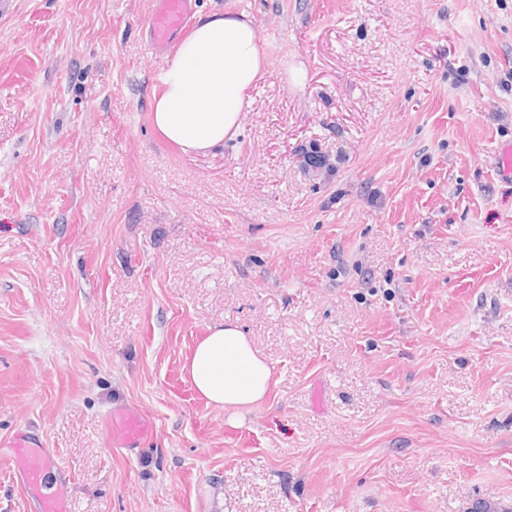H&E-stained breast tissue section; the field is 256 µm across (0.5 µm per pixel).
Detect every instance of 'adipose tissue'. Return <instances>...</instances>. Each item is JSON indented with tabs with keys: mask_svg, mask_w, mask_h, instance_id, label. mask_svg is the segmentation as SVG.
Returning a JSON list of instances; mask_svg holds the SVG:
<instances>
[{
	"mask_svg": "<svg viewBox=\"0 0 512 512\" xmlns=\"http://www.w3.org/2000/svg\"><path fill=\"white\" fill-rule=\"evenodd\" d=\"M267 74L266 56L246 14L220 10L199 16L165 62L150 106L153 128L183 153L222 148L241 128L249 92ZM184 370L209 404L248 410L266 398L273 368L233 323L210 327Z\"/></svg>",
	"mask_w": 512,
	"mask_h": 512,
	"instance_id": "obj_1",
	"label": "adipose tissue"
}]
</instances>
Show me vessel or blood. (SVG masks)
<instances>
[{
    "label": "vessel or blood",
    "mask_w": 512,
    "mask_h": 512,
    "mask_svg": "<svg viewBox=\"0 0 512 512\" xmlns=\"http://www.w3.org/2000/svg\"><path fill=\"white\" fill-rule=\"evenodd\" d=\"M193 0H154L148 19L150 44L155 54H164L174 35L188 27ZM112 442L120 448H141L146 445L153 428L150 422L131 409L114 410L110 417ZM0 462L10 467L22 481L28 494L37 503L39 512H68L66 486L53 483L51 474L57 461L50 452L26 433L15 434L7 444Z\"/></svg>",
    "instance_id": "vessel-or-blood-1"
}]
</instances>
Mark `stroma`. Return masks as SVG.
<instances>
[{
    "label": "stroma",
    "mask_w": 512,
    "mask_h": 512,
    "mask_svg": "<svg viewBox=\"0 0 512 512\" xmlns=\"http://www.w3.org/2000/svg\"><path fill=\"white\" fill-rule=\"evenodd\" d=\"M153 3L0 6V439L70 512H512V0H195L268 61L196 155ZM224 322L274 366L237 416L183 373ZM112 442L118 448H143L153 431L150 422L131 409H117L110 417ZM0 453V461L10 467L22 481L28 494L37 503L40 512H68V490L50 480L57 461L46 448L26 433H16Z\"/></svg>",
    "instance_id": "obj_1"
}]
</instances>
